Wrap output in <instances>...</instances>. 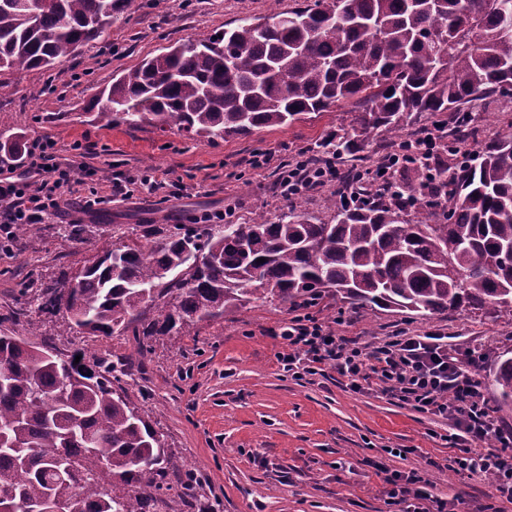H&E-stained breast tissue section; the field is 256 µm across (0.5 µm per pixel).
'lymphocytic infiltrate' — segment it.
<instances>
[{
	"mask_svg": "<svg viewBox=\"0 0 512 512\" xmlns=\"http://www.w3.org/2000/svg\"><path fill=\"white\" fill-rule=\"evenodd\" d=\"M441 138L435 127L424 126L414 135L396 143L392 151L365 167L361 178L365 185L345 193L349 204L374 203L367 184L379 181L392 189L393 179L407 163L435 167L440 155ZM253 170L276 168L277 191L292 199L340 180L335 162L310 166L305 153L276 161L269 150L254 152L248 161ZM98 167L85 164L74 167L62 157L53 138L44 136L26 141L17 159L0 163V230L10 231L15 224H41L52 216L64 214L66 207L88 214L117 199L132 198L138 187L159 189L166 175L156 169L137 174L113 172L109 194L97 189ZM87 186L78 196V186ZM288 350L279 360L295 378L334 372L352 391L378 389L389 400L413 410L450 422L448 435L454 455L448 458L449 470L459 474L490 478L500 503L512 504V429L502 425L495 407L488 401L473 371L483 365L486 351L452 347L442 332L423 333L394 327L378 341L360 342L358 338L336 333L314 308L289 319L281 331ZM494 447H486V440ZM383 476L384 493L389 504L400 512H445L447 503L432 493L429 483L418 471L388 470L377 465Z\"/></svg>",
	"mask_w": 512,
	"mask_h": 512,
	"instance_id": "1",
	"label": "lymphocytic infiltrate"
}]
</instances>
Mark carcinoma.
<instances>
[{
    "label": "carcinoma",
    "mask_w": 512,
    "mask_h": 512,
    "mask_svg": "<svg viewBox=\"0 0 512 512\" xmlns=\"http://www.w3.org/2000/svg\"><path fill=\"white\" fill-rule=\"evenodd\" d=\"M133 0H0V70L73 57ZM512 97V0H313L143 60L99 94L94 118L213 139L247 136L333 106L354 138L310 150L357 156L365 140L431 121L445 144L473 134L474 100ZM479 162L437 167V202L420 188L411 214L384 198L339 204L324 220L298 206L272 221L176 224L155 245L106 251L70 280L43 282L38 311L66 313L109 337L143 325L150 339L185 334L256 299L288 311L332 298L357 313L429 318L445 311L512 316V137ZM201 252L204 269L192 265ZM265 262L260 263L258 259ZM177 293V303L167 301ZM0 330V506L13 497L65 512H157L179 473L163 435L112 381L131 364L75 361ZM497 410L512 412V357L486 370ZM32 448L41 456L28 457Z\"/></svg>",
    "instance_id": "carcinoma-1"
}]
</instances>
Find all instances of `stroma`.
Returning a JSON list of instances; mask_svg holds the SVG:
<instances>
[{
	"mask_svg": "<svg viewBox=\"0 0 512 512\" xmlns=\"http://www.w3.org/2000/svg\"><path fill=\"white\" fill-rule=\"evenodd\" d=\"M303 0H137L134 10L115 13L112 24L79 55L42 70L4 71L10 93L0 97V132L52 137L69 158L74 142L87 147L91 164L109 171L151 167L193 186V194L169 197L144 190L84 216L90 231L80 241L66 233V218L35 225L36 249L13 245L0 253V318L32 329L36 340L59 353L82 350L87 358H131L132 376L120 388L148 413L183 471L199 481L195 497L170 492L169 512H396L373 467L417 469L450 512H480L492 504L485 478L447 468L446 420L391 404L379 390L355 393L318 375L297 380L278 355L280 331L290 313L276 302L256 300L239 313L198 322L190 335L144 340L133 332L93 336L67 317H48L24 307L23 287H37L60 274L75 275L103 251L132 241L147 245L162 229L204 210L235 205V221L257 214L274 218L289 202L279 196L273 171L256 174L246 160L269 149L282 158L313 148L337 128L335 109L304 122L263 129L249 136L190 138L175 131L94 121L100 91L119 73L189 40L231 29L241 18H259L298 7ZM480 150L512 133V100L488 97L472 107ZM326 322L344 317L339 333L364 341L408 323L421 332H446L449 343L485 348L489 360L512 356V319H474L437 314L426 320L380 313L361 317L334 304L321 310ZM394 448L403 457L391 456Z\"/></svg>",
	"mask_w": 512,
	"mask_h": 512,
	"instance_id": "1",
	"label": "stroma"
}]
</instances>
